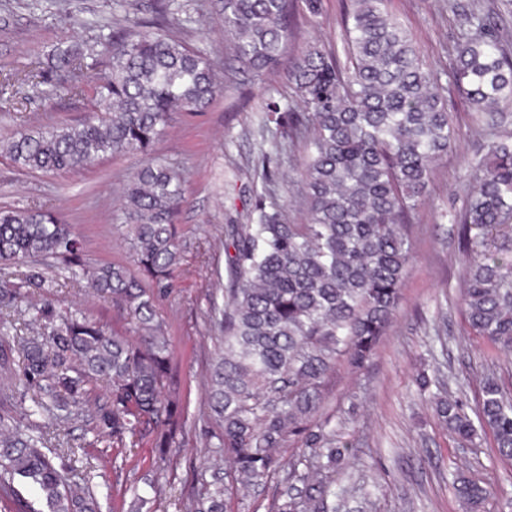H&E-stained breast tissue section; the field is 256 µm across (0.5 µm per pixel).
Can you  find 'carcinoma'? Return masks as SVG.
<instances>
[{"label":"carcinoma","instance_id":"cac0c4a2","mask_svg":"<svg viewBox=\"0 0 512 512\" xmlns=\"http://www.w3.org/2000/svg\"><path fill=\"white\" fill-rule=\"evenodd\" d=\"M298 2L223 0L236 60L254 78L283 71L293 92L286 112L267 104V122L285 144L308 140L310 155L296 168L307 221L288 223L264 173L252 223L224 225V336L208 380L221 434L210 457L216 476L191 512H226L220 462L242 490L285 464L295 472L302 465L304 491L275 502L274 512H336L326 508L329 489L315 474L345 460L346 448L325 447L316 418L331 374L341 364L363 368L399 306L412 257L407 219L453 138L448 94L465 100L479 127L512 103V55L473 9L444 84L388 0H350L341 18L344 56L317 44L289 56ZM155 14L132 32L103 37L106 71L92 80L97 110L19 131L6 144L17 167L43 173L85 169L109 155L141 159L120 208L136 275L87 261L70 225L48 211L0 208V271L48 259L60 271L0 278V308L38 326L26 336L0 331V371L22 357L21 375L0 386V498L15 512H99L89 486L68 477L64 456L48 455L52 430L87 419L94 433L87 446L107 443L114 462L127 437L151 434L167 464L182 427L169 390L172 342L153 289L167 287L181 259L176 216L185 178L151 152L173 113L207 110L222 86L206 54L169 33L180 19L166 0ZM97 56L87 43L56 48L59 95H86L81 77ZM468 166L474 184L464 208L450 215L461 244L465 319L493 351L511 353L512 260L498 256L495 240L512 233V141L488 140L484 158ZM61 278L111 298L133 335L61 310ZM436 413L460 442L491 432L498 455L512 460V390L503 384L484 383L472 416L451 396ZM293 436L303 448L284 464L276 450ZM19 485L32 486L44 509L21 497ZM452 486L465 512H485L492 499L512 505L511 490L460 471Z\"/></svg>","mask_w":512,"mask_h":512}]
</instances>
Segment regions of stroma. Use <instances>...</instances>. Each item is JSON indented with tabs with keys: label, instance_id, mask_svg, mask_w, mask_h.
Here are the masks:
<instances>
[{
	"label": "stroma",
	"instance_id": "35a3bbf8",
	"mask_svg": "<svg viewBox=\"0 0 512 512\" xmlns=\"http://www.w3.org/2000/svg\"><path fill=\"white\" fill-rule=\"evenodd\" d=\"M456 0H390L389 9L416 39L427 63L447 73L464 18ZM156 0H0V144L17 131L66 124L83 117L91 98L73 102L53 93L52 81L26 80L32 61L47 60L57 45L95 43L99 34L132 30L150 18ZM181 20L172 35L204 51L223 79V91L204 112L172 114L153 147L156 159L183 170L186 198L179 216L182 259L169 292L157 304L173 344V363L182 420L174 458L161 495L145 480L157 469L152 437L128 444L120 469L103 463L102 448L89 447L87 422L70 426L78 453L73 466L100 497L101 512H128V488L148 497L149 512H185L198 498L219 428L210 416L206 383L217 311L224 308L228 264L224 226L229 217L248 221L250 196L242 187L276 172V198L289 223L306 221V206L294 174L305 141L276 153L260 126L269 102L287 104L291 91L283 72L257 80L237 68L224 35L219 0H171ZM342 0H322L319 15L300 12L290 53L307 44L341 48ZM456 143L435 166L426 203L410 216L413 262L399 308L386 336L362 369L341 366L331 376L321 411L336 443L349 456L322 471L343 490L341 512H463L450 486V473L463 465L466 476L497 483L512 475V461L499 457L492 434L459 443L439 420L429 392L449 394L474 411L481 387L496 376L512 387V355L491 351L469 332L459 306L461 281L455 258L456 225L448 213L466 200L468 172L460 159L473 155L482 135L467 104L453 98ZM139 165L136 157L110 156L95 166L63 174L27 172L11 163L0 147V207L42 208L72 225L86 258L96 264H130L131 253L118 219L124 191ZM65 310H81L107 328L125 322L110 299L65 286L58 292ZM302 484L282 469L249 491H234L228 512H271L273 502L297 494Z\"/></svg>",
	"mask_w": 512,
	"mask_h": 512
}]
</instances>
